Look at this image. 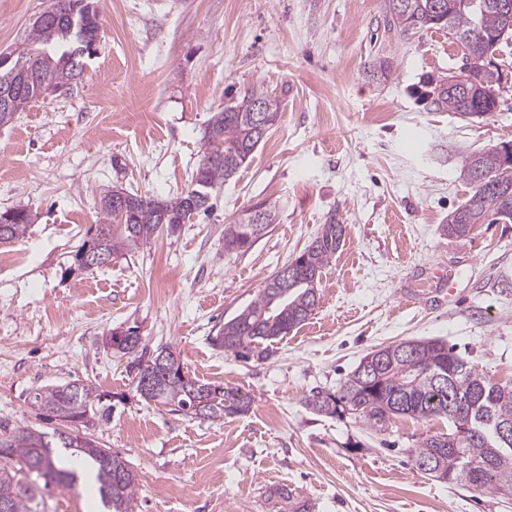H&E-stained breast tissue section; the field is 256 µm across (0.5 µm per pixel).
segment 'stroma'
I'll list each match as a JSON object with an SVG mask.
<instances>
[{"label":"stroma","instance_id":"1","mask_svg":"<svg viewBox=\"0 0 512 512\" xmlns=\"http://www.w3.org/2000/svg\"><path fill=\"white\" fill-rule=\"evenodd\" d=\"M48 0H0V51L28 34ZM102 35L70 89L0 126V212L23 209L26 234L0 244V427L71 433L42 421L32 392L93 383L108 410L91 433L137 472L136 512H512V493L433 480L411 450L441 419L368 428L305 403L334 393L372 350L438 339L494 382L512 383V223L449 237L469 195L468 153L512 144V43L490 57L497 109L460 119L419 99L458 74L463 46L446 30L401 39L387 0H100ZM387 70H380V63ZM265 88L279 117L213 209L159 232L105 267L76 252L112 186L168 199L204 159L212 112ZM276 208L247 253L224 251V227L256 203ZM344 242L318 284L312 316L263 360L241 361L212 336L253 301L329 219ZM454 268L453 302L419 304ZM134 329L147 353L178 354L189 377L246 394V414L175 415L144 400L131 359L103 345ZM35 512H99L89 485L36 490Z\"/></svg>","mask_w":512,"mask_h":512}]
</instances>
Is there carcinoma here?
I'll list each match as a JSON object with an SVG mask.
<instances>
[{
  "label": "carcinoma",
  "instance_id": "1",
  "mask_svg": "<svg viewBox=\"0 0 512 512\" xmlns=\"http://www.w3.org/2000/svg\"><path fill=\"white\" fill-rule=\"evenodd\" d=\"M434 0H388V23L399 36H413L424 28L448 30L460 41L466 52L463 67L469 70L471 94L448 93V79L434 83L421 94L427 105L437 111L450 112L462 118L487 117L496 111L494 86L500 76L482 64L497 45L512 35V24L502 15L498 0H480L476 11L460 10L453 0H444L445 10L433 11ZM101 29L96 0H50L49 6L33 21L20 53L8 66L0 67V89L15 91L13 107H0V125L10 122L15 113L39 99L50 89L69 86L82 73L84 55L91 52ZM261 100L265 110L278 114L281 99L274 92L254 88L241 101L214 113L205 128L207 146L205 163L197 169L188 188L170 201H157L135 193H126L127 209L116 214L112 199L121 192L112 190L100 199L99 224L89 244L114 256L150 240L159 226L143 219L144 210L166 215L167 231L188 223L193 216L211 207L212 191L232 179L250 158L261 139L252 135L253 102ZM503 169L501 148L475 152L464 158L463 172L471 176L479 172L488 180L497 179ZM262 214L259 223L251 216L224 225V252L241 254L249 251L275 221L272 208L261 203L248 209ZM11 224L0 233V242L22 237L30 216L23 209L1 212ZM512 220V189L496 190L473 183L469 198L448 216V236L466 237L474 224H497ZM345 226L332 218L319 235L295 257L302 268V279L279 295L264 285L256 299L248 304L213 338L215 347L237 357L262 358L266 344L282 338L305 322L317 304V282L329 258L342 246ZM87 244V245H89ZM82 245V248H87ZM141 338L112 331L107 346L123 356H134L137 382L154 373L153 360L138 354ZM172 358L174 372L159 387L141 394L147 401L170 407V411L186 413L188 392L200 381L185 374L176 353L163 349ZM103 396L89 383L70 382L36 389L31 405L48 417L77 423L84 432L64 435L36 429L17 428L0 431V501L8 504V512H32L29 488L19 477L26 470L44 480L45 486L71 488L80 483L82 472L67 464L56 449L69 452L81 460L87 475L97 487L101 502L108 512H135L137 507V474L130 463L91 438L88 429L95 425ZM471 413L476 432L460 434L454 424L458 406ZM307 406L326 416L354 414L370 428L377 429L392 416H408L426 420L445 418L452 429L422 439L411 449L415 465L433 478H448L474 490L512 492V442L500 441L494 433L499 422H512V385L492 382L458 357L453 348L439 340H411L385 346L368 353L344 381L336 393L315 392ZM249 400L240 393L216 387L214 401L204 417L221 420L227 415L243 414ZM20 463L15 469L14 462ZM428 468H423L424 464Z\"/></svg>",
  "mask_w": 512,
  "mask_h": 512
}]
</instances>
